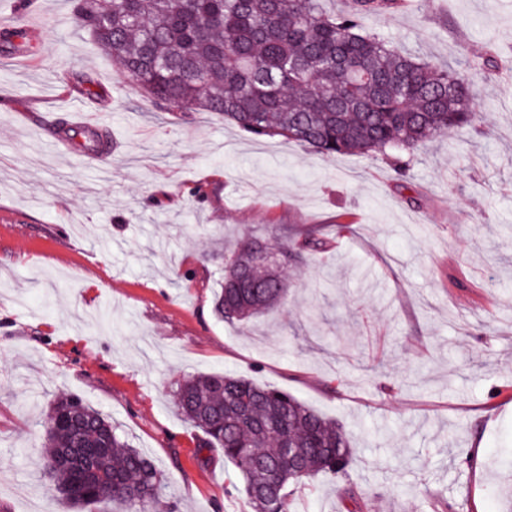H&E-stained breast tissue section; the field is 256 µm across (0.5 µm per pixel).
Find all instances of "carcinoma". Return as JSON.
Segmentation results:
<instances>
[{
  "label": "carcinoma",
  "mask_w": 512,
  "mask_h": 512,
  "mask_svg": "<svg viewBox=\"0 0 512 512\" xmlns=\"http://www.w3.org/2000/svg\"><path fill=\"white\" fill-rule=\"evenodd\" d=\"M395 0H351L329 15L321 0H73V18L154 105L215 112L257 137L279 136L326 159H395L404 177L426 142L477 120L466 78L396 50L366 21ZM84 152L110 143L103 130L72 135ZM311 228L283 259L325 245ZM214 312L228 324L281 305L288 278L271 247L225 246ZM178 411L219 448L253 512H293L290 488L346 473L354 448L344 427L284 391L232 372L192 376L172 391ZM48 477L72 506L150 512L162 474L112 420L59 393L43 419ZM293 461H288V458Z\"/></svg>",
  "instance_id": "obj_1"
}]
</instances>
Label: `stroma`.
<instances>
[{
    "label": "stroma",
    "mask_w": 512,
    "mask_h": 512,
    "mask_svg": "<svg viewBox=\"0 0 512 512\" xmlns=\"http://www.w3.org/2000/svg\"><path fill=\"white\" fill-rule=\"evenodd\" d=\"M18 2L0 17L39 29L30 52L0 48V512H99L46 488L41 421L59 391L155 461V512H251L172 403L179 381L216 371L349 432L347 478L313 479L295 512H512V469L483 464L512 448V0H402L379 23L465 73L480 115L421 146L404 178L390 158L325 160L153 107L71 0ZM80 105L109 116L102 165L40 139ZM313 224L326 245L289 265L280 307L215 315L225 240L295 242Z\"/></svg>",
    "instance_id": "obj_1"
}]
</instances>
